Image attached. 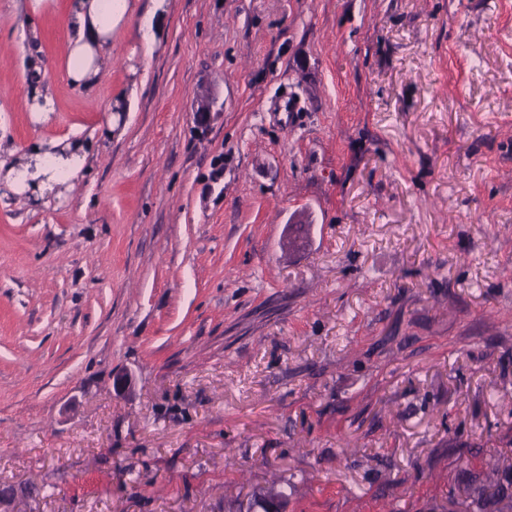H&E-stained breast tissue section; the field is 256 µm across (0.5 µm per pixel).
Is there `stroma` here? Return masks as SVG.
<instances>
[{
  "label": "stroma",
  "mask_w": 512,
  "mask_h": 512,
  "mask_svg": "<svg viewBox=\"0 0 512 512\" xmlns=\"http://www.w3.org/2000/svg\"><path fill=\"white\" fill-rule=\"evenodd\" d=\"M31 4L0 177L87 164L0 181V512H497L448 490L512 481V0H127L87 91ZM85 162L79 147L66 145L59 152L36 154L18 171L6 176L7 184L18 192L34 189L41 193L52 191L76 174Z\"/></svg>",
  "instance_id": "obj_1"
}]
</instances>
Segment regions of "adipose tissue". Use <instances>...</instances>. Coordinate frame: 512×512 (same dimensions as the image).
Instances as JSON below:
<instances>
[{
	"instance_id": "obj_1",
	"label": "adipose tissue",
	"mask_w": 512,
	"mask_h": 512,
	"mask_svg": "<svg viewBox=\"0 0 512 512\" xmlns=\"http://www.w3.org/2000/svg\"><path fill=\"white\" fill-rule=\"evenodd\" d=\"M126 9V0H73L68 16L67 75L74 87L90 88L97 74L96 61L112 44V28ZM85 162L79 148L65 146L57 152L32 157L24 167L9 173L7 184L23 192L53 190L76 174Z\"/></svg>"
}]
</instances>
